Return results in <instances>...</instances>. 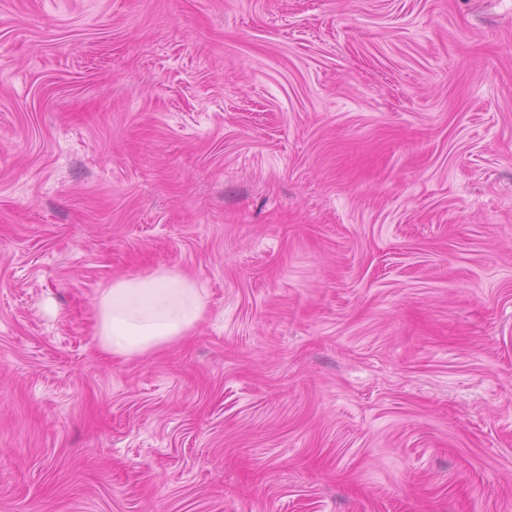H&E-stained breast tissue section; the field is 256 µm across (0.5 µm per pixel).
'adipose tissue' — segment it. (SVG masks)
Returning <instances> with one entry per match:
<instances>
[{"instance_id": "obj_1", "label": "adipose tissue", "mask_w": 512, "mask_h": 512, "mask_svg": "<svg viewBox=\"0 0 512 512\" xmlns=\"http://www.w3.org/2000/svg\"><path fill=\"white\" fill-rule=\"evenodd\" d=\"M96 334L117 356L145 355L185 336L201 319L199 288L178 271L119 278L96 299Z\"/></svg>"}]
</instances>
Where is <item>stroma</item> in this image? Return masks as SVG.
<instances>
[{
	"instance_id": "1",
	"label": "stroma",
	"mask_w": 512,
	"mask_h": 512,
	"mask_svg": "<svg viewBox=\"0 0 512 512\" xmlns=\"http://www.w3.org/2000/svg\"><path fill=\"white\" fill-rule=\"evenodd\" d=\"M0 512H512V0H0ZM96 336L117 356L146 355L185 336L201 319L200 289L178 271L118 278L96 299Z\"/></svg>"
}]
</instances>
